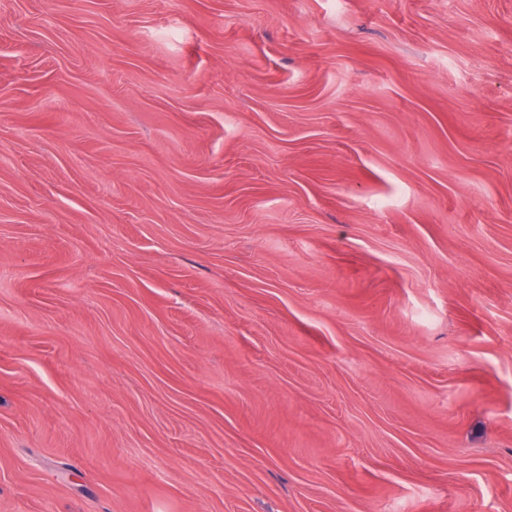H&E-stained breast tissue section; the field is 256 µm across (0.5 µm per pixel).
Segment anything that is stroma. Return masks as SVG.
<instances>
[{"label":"stroma","mask_w":512,"mask_h":512,"mask_svg":"<svg viewBox=\"0 0 512 512\" xmlns=\"http://www.w3.org/2000/svg\"><path fill=\"white\" fill-rule=\"evenodd\" d=\"M0 512H512V0H0Z\"/></svg>","instance_id":"obj_1"}]
</instances>
